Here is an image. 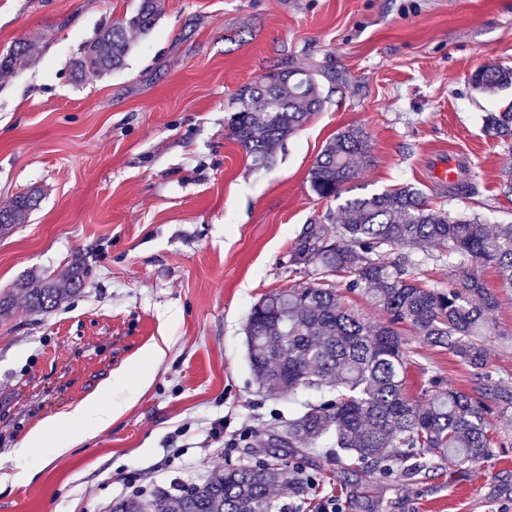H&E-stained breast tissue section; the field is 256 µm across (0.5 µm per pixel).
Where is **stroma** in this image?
<instances>
[{
  "mask_svg": "<svg viewBox=\"0 0 512 512\" xmlns=\"http://www.w3.org/2000/svg\"><path fill=\"white\" fill-rule=\"evenodd\" d=\"M138 4L0 0V55L37 46L32 64L0 76V207L40 192L28 223L0 238V293H15L0 317V478L15 480L0 512H109L255 462L251 433L287 419L288 399L258 388L244 327L265 294L313 278L292 252L311 223L341 221L339 201L311 192L309 170L344 128L368 141L351 195L411 183L450 214L512 223L500 193L512 144L483 126L504 97L469 82L479 65L512 66V0H164L123 69L72 78L98 28ZM276 68L316 70L327 101L258 170L229 122L240 90ZM451 153L467 158L472 195L437 184ZM79 254L82 291L29 314L15 285ZM476 273L497 296L488 362L512 388V290L494 268ZM401 333L434 374L469 386L448 350ZM106 387L111 425L54 456L68 433L55 419ZM497 426L504 445L479 466L436 464L412 482L358 478L309 449L305 495L281 487L274 500L297 512H317L325 496L341 512H512V413ZM38 428L42 447L21 450Z\"/></svg>",
  "mask_w": 512,
  "mask_h": 512,
  "instance_id": "1",
  "label": "stroma"
}]
</instances>
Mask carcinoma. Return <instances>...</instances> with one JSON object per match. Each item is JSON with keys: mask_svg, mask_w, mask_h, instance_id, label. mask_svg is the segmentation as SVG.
I'll return each mask as SVG.
<instances>
[{"mask_svg": "<svg viewBox=\"0 0 512 512\" xmlns=\"http://www.w3.org/2000/svg\"><path fill=\"white\" fill-rule=\"evenodd\" d=\"M163 14V0H140L137 11L102 26L73 62L78 75H101L124 66L135 39L149 34ZM34 45L18 41L0 56V72L25 67ZM480 93L512 89V67L478 66L470 78ZM323 97L316 74L274 71L238 95L230 136L254 164L271 163L274 147L296 133ZM486 132L512 140V100L483 118ZM367 136L348 127L329 141L309 172L319 198H341L365 157ZM34 193L0 208V236L27 222L37 209ZM343 222L320 224L294 248L292 262L312 266L319 277L264 296L245 326L248 362L257 385L283 394L334 391L253 444L269 460L216 468L200 484L173 494L156 490L150 499H128L113 512H274V491L289 486L305 492L297 456L302 445L323 442L346 459L356 476L398 475L414 480L435 459L454 466L483 463L500 444L494 421L512 408L487 362L485 337L496 296L466 268L491 264L501 287L512 288V224L490 228L476 214L450 216L430 205L422 190L403 184L340 205ZM423 253L433 263L458 269L444 286L419 279ZM88 268L82 259L57 280L20 282L27 311L57 308L81 291ZM350 275L347 290L368 297L387 315L373 322L348 306L329 278ZM407 324L421 340L450 351L471 375V387L457 388L428 369L406 347L397 325ZM424 379L420 394L408 392V372Z\"/></svg>", "mask_w": 512, "mask_h": 512, "instance_id": "carcinoma-1", "label": "carcinoma"}]
</instances>
